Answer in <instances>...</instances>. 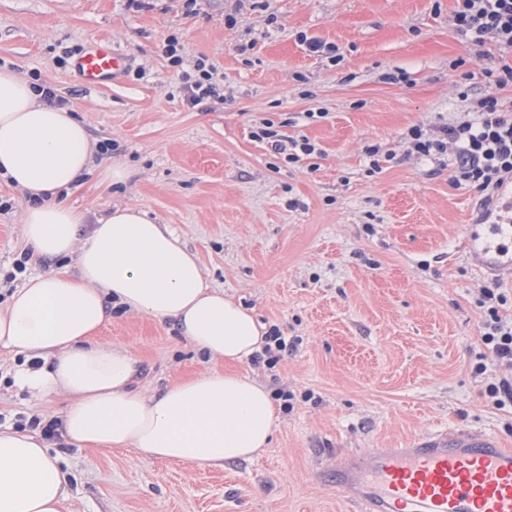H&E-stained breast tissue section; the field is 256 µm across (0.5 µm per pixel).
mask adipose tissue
<instances>
[{"label": "adipose tissue", "instance_id": "ef3b65f1", "mask_svg": "<svg viewBox=\"0 0 512 512\" xmlns=\"http://www.w3.org/2000/svg\"><path fill=\"white\" fill-rule=\"evenodd\" d=\"M95 170L106 189L128 177L84 123L0 68V177L29 200L21 238L32 258L70 259L77 269L31 278L0 303V348L25 358L14 385L34 397L67 396L62 431L71 443L209 467L251 459L278 420L268 387L239 370L262 350L266 326L209 286L197 256L167 225L122 204L89 222L67 196ZM110 306L172 322L223 369L133 389L135 357L92 339ZM67 486L44 439L0 426V512H66Z\"/></svg>", "mask_w": 512, "mask_h": 512}]
</instances>
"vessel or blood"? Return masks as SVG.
I'll use <instances>...</instances> for the list:
<instances>
[{
    "label": "vessel or blood",
    "instance_id": "b4317fda",
    "mask_svg": "<svg viewBox=\"0 0 512 512\" xmlns=\"http://www.w3.org/2000/svg\"><path fill=\"white\" fill-rule=\"evenodd\" d=\"M106 40L89 43L74 68L90 87L123 67ZM336 485L359 512H512V448L470 428L430 434L407 448L347 454Z\"/></svg>",
    "mask_w": 512,
    "mask_h": 512
}]
</instances>
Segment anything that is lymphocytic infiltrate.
Segmentation results:
<instances>
[{
  "label": "lymphocytic infiltrate",
  "instance_id": "f902f5d3",
  "mask_svg": "<svg viewBox=\"0 0 512 512\" xmlns=\"http://www.w3.org/2000/svg\"><path fill=\"white\" fill-rule=\"evenodd\" d=\"M454 24L472 44L495 38L512 47V0H456ZM408 153L432 160L447 159L450 181L496 206L502 189L512 185V113L499 109L494 97L474 101L468 119L426 129L415 125L407 135ZM508 302L498 288L483 287L478 303L485 310L482 343L497 368L512 371V322L500 311Z\"/></svg>",
  "mask_w": 512,
  "mask_h": 512
}]
</instances>
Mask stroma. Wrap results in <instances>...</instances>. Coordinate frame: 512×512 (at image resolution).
Returning <instances> with one entry per match:
<instances>
[{
  "mask_svg": "<svg viewBox=\"0 0 512 512\" xmlns=\"http://www.w3.org/2000/svg\"><path fill=\"white\" fill-rule=\"evenodd\" d=\"M455 0H0V66L50 87L85 121L127 184L80 179L71 202L98 216L123 202L169 225L197 252L207 281L292 343L274 368L242 372L287 393L268 448L254 459L202 467L126 449L51 439L71 473V512H355L332 476L345 453L406 448L468 427L512 446V408L484 393L480 290L512 295V272L482 265L471 244L511 237L481 224L479 195L447 169L406 153L416 124L464 118L471 98L512 110V85L485 71L512 66V49L473 46L457 33ZM234 16L228 27L226 16ZM184 46L182 66L165 53ZM336 46L339 62L305 39ZM105 39L128 60L97 88L83 85L67 49ZM214 69L223 102L188 105L184 75ZM307 136L318 156L285 163L254 138L263 120ZM393 153L379 172L367 149ZM0 274L24 259L27 199L0 179ZM95 340L128 348L143 387L208 369L172 323L115 311ZM0 352V425L60 421L68 400H34Z\"/></svg>",
  "mask_w": 512,
  "mask_h": 512,
  "instance_id": "obj_1",
  "label": "stroma"
}]
</instances>
